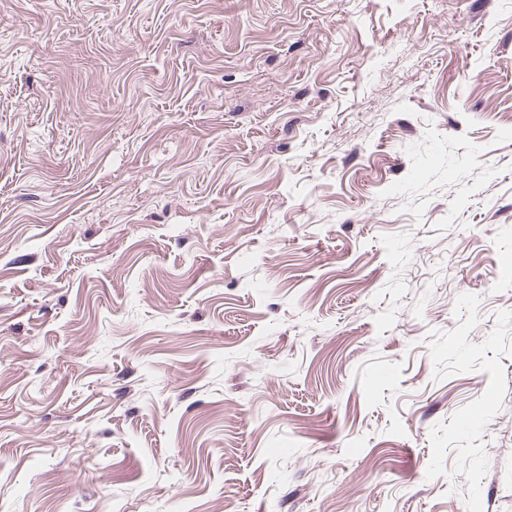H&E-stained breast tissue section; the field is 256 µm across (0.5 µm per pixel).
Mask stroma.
<instances>
[{"label": "stroma", "mask_w": 512, "mask_h": 512, "mask_svg": "<svg viewBox=\"0 0 512 512\" xmlns=\"http://www.w3.org/2000/svg\"><path fill=\"white\" fill-rule=\"evenodd\" d=\"M0 512H512V0H0Z\"/></svg>", "instance_id": "35a3bbf8"}]
</instances>
